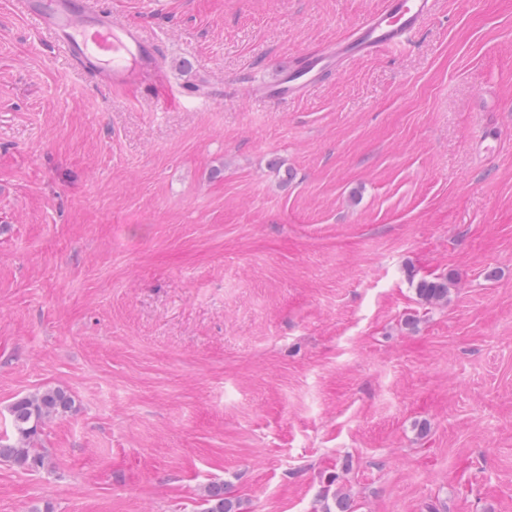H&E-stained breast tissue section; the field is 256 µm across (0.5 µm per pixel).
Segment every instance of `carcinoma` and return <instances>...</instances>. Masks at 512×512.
Returning <instances> with one entry per match:
<instances>
[{"label": "carcinoma", "mask_w": 512, "mask_h": 512, "mask_svg": "<svg viewBox=\"0 0 512 512\" xmlns=\"http://www.w3.org/2000/svg\"><path fill=\"white\" fill-rule=\"evenodd\" d=\"M448 278L419 282L417 292L427 304L448 301ZM74 400L65 391L47 389L16 399L9 407L12 434L0 437V460L26 470L45 468L46 456L34 443L42 426L53 417L71 412ZM321 512H347L348 498L341 489H325ZM199 512H239L237 503L224 496V487H205L199 501Z\"/></svg>", "instance_id": "cac0c4a2"}]
</instances>
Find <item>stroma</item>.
Segmentation results:
<instances>
[{"label": "stroma", "mask_w": 512, "mask_h": 512, "mask_svg": "<svg viewBox=\"0 0 512 512\" xmlns=\"http://www.w3.org/2000/svg\"><path fill=\"white\" fill-rule=\"evenodd\" d=\"M107 2L159 60L110 89L0 0V433L75 402L0 512H512V0L288 104L381 0ZM447 278H435L433 280H421L417 287L420 298L427 304L448 301ZM74 400L65 391L47 389L16 399L9 407L11 436L0 437V460L26 470L44 469L46 456L34 448L42 426L53 417L72 412ZM199 512H238L237 503L224 496V486L205 487L199 501Z\"/></svg>", "instance_id": "35a3bbf8"}]
</instances>
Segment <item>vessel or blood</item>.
<instances>
[{
	"instance_id": "1",
	"label": "vessel or blood",
	"mask_w": 512,
	"mask_h": 512,
	"mask_svg": "<svg viewBox=\"0 0 512 512\" xmlns=\"http://www.w3.org/2000/svg\"><path fill=\"white\" fill-rule=\"evenodd\" d=\"M437 0H383L381 9L356 25L342 40L302 54L272 83L259 85L262 97L294 102L321 85L328 74L382 50L407 46L432 15ZM16 9L35 20L68 62L111 84L152 61L150 39L133 25L118 22L104 0H14Z\"/></svg>"
}]
</instances>
